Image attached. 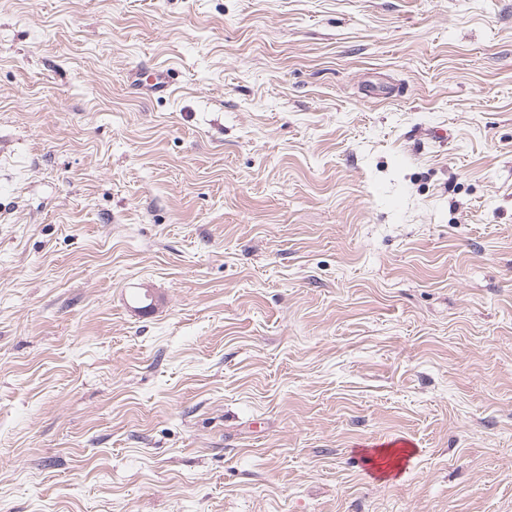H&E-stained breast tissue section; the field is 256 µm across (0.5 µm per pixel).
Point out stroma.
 <instances>
[{"label": "stroma", "instance_id": "35a3bbf8", "mask_svg": "<svg viewBox=\"0 0 512 512\" xmlns=\"http://www.w3.org/2000/svg\"><path fill=\"white\" fill-rule=\"evenodd\" d=\"M0 512H512V0H0ZM130 82L133 87L148 91H166L170 87V82L163 72L146 66H136L131 70Z\"/></svg>", "mask_w": 512, "mask_h": 512}]
</instances>
